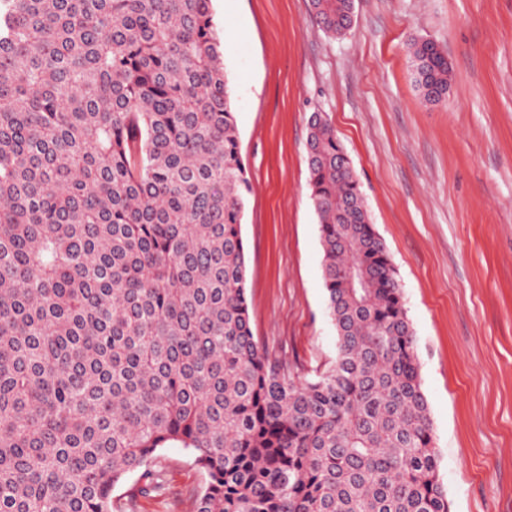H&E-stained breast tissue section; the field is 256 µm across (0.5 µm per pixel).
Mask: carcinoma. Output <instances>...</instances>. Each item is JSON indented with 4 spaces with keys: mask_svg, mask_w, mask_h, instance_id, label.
<instances>
[{
    "mask_svg": "<svg viewBox=\"0 0 512 512\" xmlns=\"http://www.w3.org/2000/svg\"><path fill=\"white\" fill-rule=\"evenodd\" d=\"M323 31L354 0H310ZM212 0H0V512H126L177 443L195 512H451L415 334L328 115L307 138L336 358L251 328L242 159ZM423 98L447 54L411 45Z\"/></svg>",
    "mask_w": 512,
    "mask_h": 512,
    "instance_id": "carcinoma-1",
    "label": "carcinoma"
}]
</instances>
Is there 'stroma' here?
<instances>
[{
  "label": "stroma",
  "mask_w": 512,
  "mask_h": 512,
  "mask_svg": "<svg viewBox=\"0 0 512 512\" xmlns=\"http://www.w3.org/2000/svg\"><path fill=\"white\" fill-rule=\"evenodd\" d=\"M250 181L251 327L310 371L336 356L309 188L308 120L328 113L396 270L451 512H512V0H355L342 37L310 0H213ZM448 55L426 103L412 39ZM165 494L137 512H193L206 477L172 444Z\"/></svg>",
  "instance_id": "1"
}]
</instances>
